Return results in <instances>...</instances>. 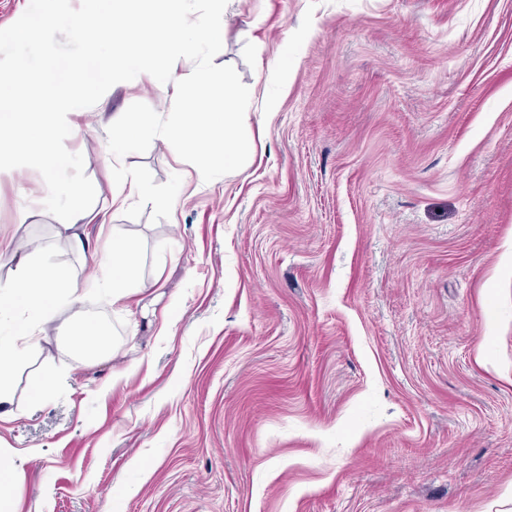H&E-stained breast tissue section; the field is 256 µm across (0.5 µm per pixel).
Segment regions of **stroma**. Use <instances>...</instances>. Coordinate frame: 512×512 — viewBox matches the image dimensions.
Masks as SVG:
<instances>
[{
	"label": "stroma",
	"mask_w": 512,
	"mask_h": 512,
	"mask_svg": "<svg viewBox=\"0 0 512 512\" xmlns=\"http://www.w3.org/2000/svg\"><path fill=\"white\" fill-rule=\"evenodd\" d=\"M215 65L250 92V153L182 178L170 218L109 212L138 280L75 294L9 383L16 512H512V0H234ZM119 83L72 115L104 205ZM42 176L0 178V284L19 257L77 282ZM35 203L32 219L17 221ZM108 329L76 353L69 325ZM48 372L65 381L30 393Z\"/></svg>",
	"instance_id": "1"
}]
</instances>
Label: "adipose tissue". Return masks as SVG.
<instances>
[{
  "label": "adipose tissue",
  "instance_id": "1",
  "mask_svg": "<svg viewBox=\"0 0 512 512\" xmlns=\"http://www.w3.org/2000/svg\"><path fill=\"white\" fill-rule=\"evenodd\" d=\"M105 279L112 282V298L120 300L128 288L138 255L120 230H113L112 243L97 253ZM69 272L61 267L21 261L11 286L0 289V328L7 335L0 339V409L11 405L12 392L7 380L22 362L29 339L45 331L63 302L62 288L72 287Z\"/></svg>",
  "mask_w": 512,
  "mask_h": 512
}]
</instances>
